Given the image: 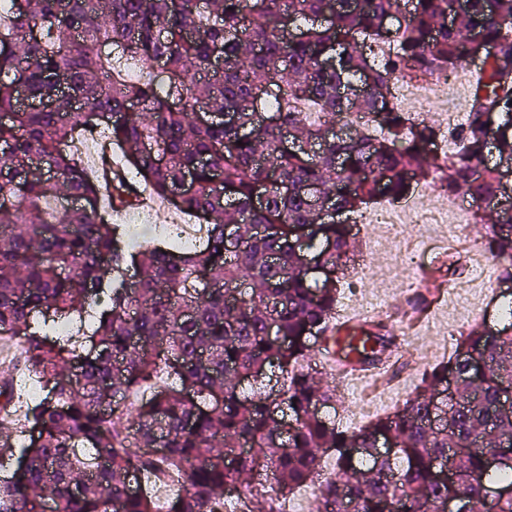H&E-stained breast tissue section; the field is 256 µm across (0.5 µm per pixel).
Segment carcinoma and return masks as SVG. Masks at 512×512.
Here are the masks:
<instances>
[{"instance_id":"1","label":"carcinoma","mask_w":512,"mask_h":512,"mask_svg":"<svg viewBox=\"0 0 512 512\" xmlns=\"http://www.w3.org/2000/svg\"><path fill=\"white\" fill-rule=\"evenodd\" d=\"M455 2L408 0L395 24L401 0H11L0 336L20 342L46 392L22 410L27 443H0V465L17 464L0 512H228L231 494L237 512H285L330 456L311 512H444L450 497L488 512L489 488L512 489L511 333L472 328L356 432L321 415L339 383L313 376L354 256L350 225L325 222L323 201L349 219L429 180L480 212L507 190L485 157L512 161V0ZM474 29L498 53L472 86L458 152L441 156L436 129L399 111L393 89L454 72ZM339 123L357 129L328 137ZM99 129L138 182L104 184L71 149ZM138 183L203 234L130 244L105 208H140ZM485 247L512 278V224L491 225ZM332 345L377 362L393 336L378 322ZM450 376L455 402L433 428ZM18 403L0 382V411ZM381 439L392 455L373 453ZM452 448L444 476L436 461Z\"/></svg>"}]
</instances>
